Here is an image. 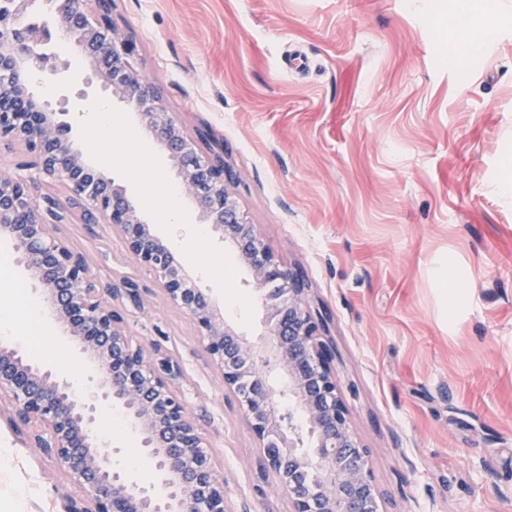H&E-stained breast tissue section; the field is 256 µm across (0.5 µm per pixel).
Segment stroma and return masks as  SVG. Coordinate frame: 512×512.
<instances>
[{"label": "stroma", "mask_w": 512, "mask_h": 512, "mask_svg": "<svg viewBox=\"0 0 512 512\" xmlns=\"http://www.w3.org/2000/svg\"><path fill=\"white\" fill-rule=\"evenodd\" d=\"M455 0H112L136 46L135 73L188 135L224 146L241 211L265 245L300 269L331 317L335 369L367 449L382 512H512V21L482 52L451 53ZM99 94L66 116L89 163L122 185L144 221L238 329L263 310L249 271L222 238L174 229L156 189L176 183L152 147H113L95 129ZM51 233L103 283L144 287L125 310L133 342L180 361L176 389L224 479L228 512H291L260 443L188 315L109 224ZM40 360L74 388L90 365L56 327ZM100 436L142 485L143 461L121 409ZM40 449L0 419V512H61L81 496Z\"/></svg>", "instance_id": "obj_1"}]
</instances>
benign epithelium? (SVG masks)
Listing matches in <instances>:
<instances>
[{"label": "benign epithelium", "instance_id": "obj_1", "mask_svg": "<svg viewBox=\"0 0 512 512\" xmlns=\"http://www.w3.org/2000/svg\"><path fill=\"white\" fill-rule=\"evenodd\" d=\"M0 0V140L23 146L19 171L62 186L85 223L116 227L126 247L158 275L168 299L194 322L211 362L219 368L262 443L260 473L272 472L291 499L292 512H379L368 452L357 441L340 382L329 317L311 307L300 273L285 267L265 247L237 207L228 184L224 146L206 134L188 138L167 112L158 91L131 70L132 47L112 20V0ZM76 43L92 68L88 88L132 105L141 126L164 150L211 226L252 274L265 310L258 340L237 331L211 298L192 285L170 249L156 237L122 186L92 166L62 120L68 98L53 106L34 88V75L58 82L69 60L50 51ZM67 212L51 195L32 193L31 180L0 179V237L10 241L25 269L41 285L55 322L93 365L91 385L76 390L66 379L0 345V399L22 443L54 459L83 489L68 497L63 512H228L224 480L174 382L181 364L155 344L132 342L124 308L138 306L142 288L131 279L108 288L95 279L86 258L54 236ZM111 301H106L105 296ZM122 406L132 418L147 461L162 475L158 490L140 487L112 466L94 429L103 410ZM301 412L310 443L301 448L292 415Z\"/></svg>", "mask_w": 512, "mask_h": 512}]
</instances>
